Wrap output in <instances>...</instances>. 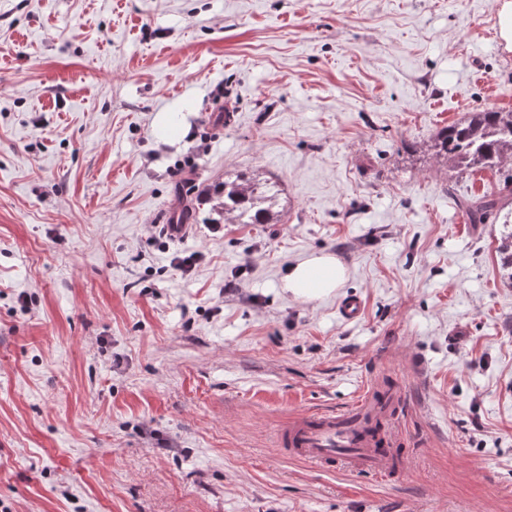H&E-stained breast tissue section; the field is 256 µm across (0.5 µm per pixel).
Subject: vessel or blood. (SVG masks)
<instances>
[{
    "instance_id": "1",
    "label": "vessel or blood",
    "mask_w": 512,
    "mask_h": 512,
    "mask_svg": "<svg viewBox=\"0 0 512 512\" xmlns=\"http://www.w3.org/2000/svg\"><path fill=\"white\" fill-rule=\"evenodd\" d=\"M399 404L396 397L379 400L370 387L345 408L297 414L282 429L279 443L290 456L324 469L387 481L400 469L401 433L394 423Z\"/></svg>"
}]
</instances>
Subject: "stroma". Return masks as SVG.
Instances as JSON below:
<instances>
[{
    "label": "stroma",
    "instance_id": "1",
    "mask_svg": "<svg viewBox=\"0 0 512 512\" xmlns=\"http://www.w3.org/2000/svg\"><path fill=\"white\" fill-rule=\"evenodd\" d=\"M487 108L494 0H0V512H512V226L458 205L503 176L428 148ZM240 174L274 223L163 236ZM323 253L341 288L284 289ZM372 381L403 476L277 448Z\"/></svg>",
    "mask_w": 512,
    "mask_h": 512
}]
</instances>
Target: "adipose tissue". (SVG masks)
I'll list each match as a JSON object with an SVG mask.
<instances>
[{
	"label": "adipose tissue",
	"instance_id": "ef3b65f1",
	"mask_svg": "<svg viewBox=\"0 0 512 512\" xmlns=\"http://www.w3.org/2000/svg\"><path fill=\"white\" fill-rule=\"evenodd\" d=\"M346 278L345 267L329 255H314L291 266L284 286L295 297L314 300L333 294Z\"/></svg>",
	"mask_w": 512,
	"mask_h": 512
}]
</instances>
